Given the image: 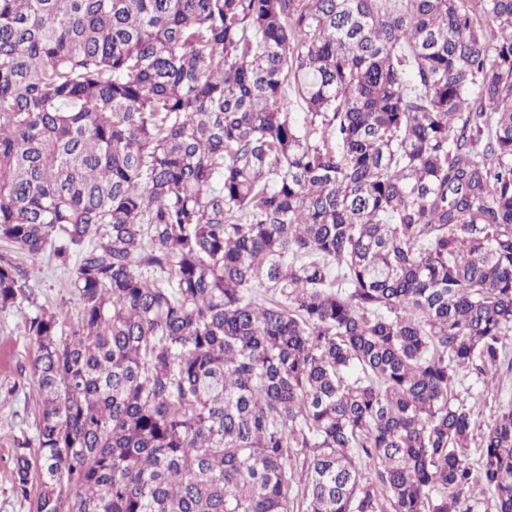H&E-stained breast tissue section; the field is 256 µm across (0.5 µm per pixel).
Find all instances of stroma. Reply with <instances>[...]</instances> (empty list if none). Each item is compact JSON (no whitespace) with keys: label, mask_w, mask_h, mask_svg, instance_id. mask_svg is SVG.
Returning <instances> with one entry per match:
<instances>
[{"label":"stroma","mask_w":512,"mask_h":512,"mask_svg":"<svg viewBox=\"0 0 512 512\" xmlns=\"http://www.w3.org/2000/svg\"><path fill=\"white\" fill-rule=\"evenodd\" d=\"M10 258L29 284L19 307L0 308V512H31L29 501L16 497L11 485L12 458L18 443L36 445L40 410L35 347L27 318L43 310H64L76 316L79 304L69 274L53 253L33 259L0 241V257ZM459 400L473 406V430L482 432L500 407L512 405V372L462 374L456 384Z\"/></svg>","instance_id":"stroma-1"}]
</instances>
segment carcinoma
Listing matches in <instances>:
<instances>
[{
    "instance_id": "cac0c4a2",
    "label": "carcinoma",
    "mask_w": 512,
    "mask_h": 512,
    "mask_svg": "<svg viewBox=\"0 0 512 512\" xmlns=\"http://www.w3.org/2000/svg\"><path fill=\"white\" fill-rule=\"evenodd\" d=\"M0 241L34 512H512V0H0ZM10 258L25 274L29 296L20 308H0V512H31L30 501L16 497L11 485L12 458L20 443L36 448L40 410L35 347L25 316L63 309L71 319L79 311L69 274L48 250L33 259L0 241V257ZM466 373L459 376L456 394L469 407L479 401L472 416L474 441L471 452L473 458H476V443L479 441L480 432L494 419L500 407L512 405V372L502 368L496 374L480 376L474 372Z\"/></svg>"
}]
</instances>
